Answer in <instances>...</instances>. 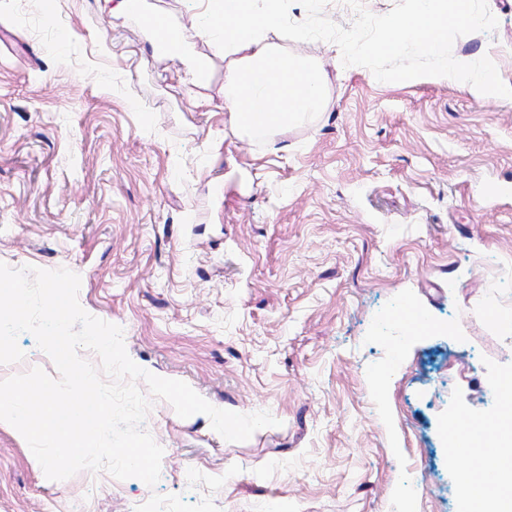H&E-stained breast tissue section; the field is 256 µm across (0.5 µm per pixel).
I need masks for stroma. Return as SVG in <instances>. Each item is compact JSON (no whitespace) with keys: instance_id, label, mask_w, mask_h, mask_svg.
<instances>
[{"instance_id":"35a3bbf8","label":"stroma","mask_w":512,"mask_h":512,"mask_svg":"<svg viewBox=\"0 0 512 512\" xmlns=\"http://www.w3.org/2000/svg\"><path fill=\"white\" fill-rule=\"evenodd\" d=\"M0 0V262L68 269L141 368L213 406L267 411L244 442L156 399L160 479L52 481L0 426V512H460L471 456L452 426L493 420L512 333V100L453 81L383 83L328 41L327 105L249 137L224 110L205 0H148L210 62L190 84L103 0ZM458 37L512 86V0ZM208 107L194 106L196 95ZM432 327L403 359V309Z\"/></svg>"}]
</instances>
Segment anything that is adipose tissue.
I'll use <instances>...</instances> for the list:
<instances>
[{
  "mask_svg": "<svg viewBox=\"0 0 512 512\" xmlns=\"http://www.w3.org/2000/svg\"><path fill=\"white\" fill-rule=\"evenodd\" d=\"M282 0H206L204 14L224 56V110L239 131H282L302 122L325 104V77L311 60L272 42L282 26ZM487 453L475 457L463 477V512H512V409L494 423Z\"/></svg>",
  "mask_w": 512,
  "mask_h": 512,
  "instance_id": "1",
  "label": "adipose tissue"
}]
</instances>
